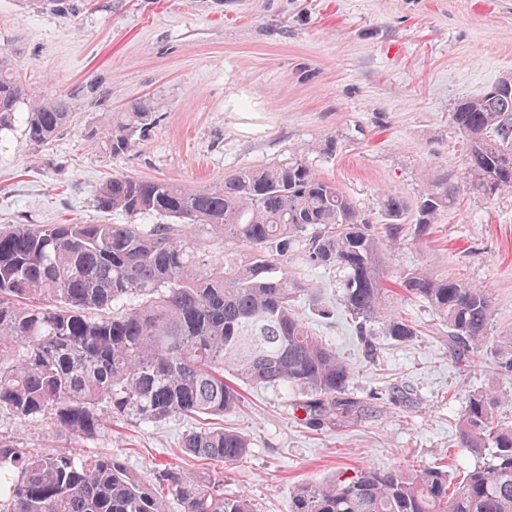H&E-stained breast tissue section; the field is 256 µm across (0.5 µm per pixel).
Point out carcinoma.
Returning a JSON list of instances; mask_svg holds the SVG:
<instances>
[{
	"instance_id": "cac0c4a2",
	"label": "carcinoma",
	"mask_w": 512,
	"mask_h": 512,
	"mask_svg": "<svg viewBox=\"0 0 512 512\" xmlns=\"http://www.w3.org/2000/svg\"><path fill=\"white\" fill-rule=\"evenodd\" d=\"M31 101L26 137L42 143L72 122L64 99L40 101L0 52V130L20 101ZM152 112L134 106L103 132L114 155L137 145ZM451 120L466 140L464 171L432 169L415 205L382 194L387 223L363 222L353 200L302 160L243 167L216 190L124 174L101 182L97 203L130 217L153 214L173 224H13L0 228V413L21 423L46 420L69 441L99 435L108 420L140 425L172 417L219 416L243 402L245 386L302 394L296 408L315 430L335 424L356 402L347 397L352 367L314 336L299 310L312 288L288 271L302 244L307 263L343 272L342 305L363 349L380 323L398 342L417 335L389 306L386 244L404 232L430 234L460 190L490 196L512 190V90L487 89L461 100ZM201 227L243 256L205 266L191 233ZM401 292L426 302L448 341L491 360L512 379V336L491 337L494 302L482 288L414 270ZM500 399L468 396L458 447L475 463L451 476L441 467H364L301 484L288 512H512V425L499 421ZM198 459L231 465L248 439L222 428L192 430L179 442ZM253 512L243 496H224V480L179 468L144 481L110 454L64 447L32 450L0 436V512Z\"/></svg>"
}]
</instances>
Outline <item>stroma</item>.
<instances>
[{"mask_svg":"<svg viewBox=\"0 0 512 512\" xmlns=\"http://www.w3.org/2000/svg\"><path fill=\"white\" fill-rule=\"evenodd\" d=\"M0 51L26 87L68 99L73 112L67 131L35 145L23 101L0 132V225L126 224L97 205L111 174L217 188L240 168L296 158L380 224L383 192L413 203L427 169L461 172L465 140L450 114L512 74V0H69L62 11L48 0H0ZM139 103L153 121L138 145L106 153L100 131ZM387 255L389 281L425 269L487 290L493 335L512 336V191L464 194L429 236L404 231ZM288 268L336 306L331 320L300 310L352 367L358 408L315 431L282 390L245 387L241 407L214 420L250 443L246 459L224 468L225 494L246 495L254 512H287L295 486L357 468L463 467L458 427L475 392L503 396L500 419L512 425V379L449 345L428 304L392 297L417 334L400 343L372 324L369 356L339 307L341 270L309 265L297 245ZM193 426L115 420L77 451L112 454L145 479L169 465L205 476L212 466L178 445ZM0 435L65 443L49 423L6 413Z\"/></svg>","mask_w":512,"mask_h":512,"instance_id":"1","label":"stroma"}]
</instances>
